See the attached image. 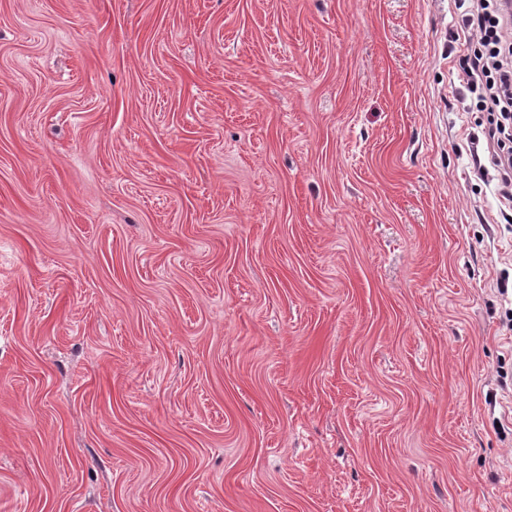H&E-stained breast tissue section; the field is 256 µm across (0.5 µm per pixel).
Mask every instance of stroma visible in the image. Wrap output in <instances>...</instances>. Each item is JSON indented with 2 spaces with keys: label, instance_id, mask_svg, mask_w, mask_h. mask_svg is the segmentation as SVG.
I'll return each mask as SVG.
<instances>
[{
  "label": "stroma",
  "instance_id": "1",
  "mask_svg": "<svg viewBox=\"0 0 512 512\" xmlns=\"http://www.w3.org/2000/svg\"><path fill=\"white\" fill-rule=\"evenodd\" d=\"M464 23L0 0V512H512Z\"/></svg>",
  "mask_w": 512,
  "mask_h": 512
}]
</instances>
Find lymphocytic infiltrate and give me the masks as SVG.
Here are the masks:
<instances>
[{"label": "lymphocytic infiltrate", "instance_id": "f902f5d3", "mask_svg": "<svg viewBox=\"0 0 512 512\" xmlns=\"http://www.w3.org/2000/svg\"><path fill=\"white\" fill-rule=\"evenodd\" d=\"M468 53L458 78L477 95L486 112L487 155L472 153L477 173L494 167L501 176L498 195L512 206V13L502 0H466Z\"/></svg>", "mask_w": 512, "mask_h": 512}]
</instances>
